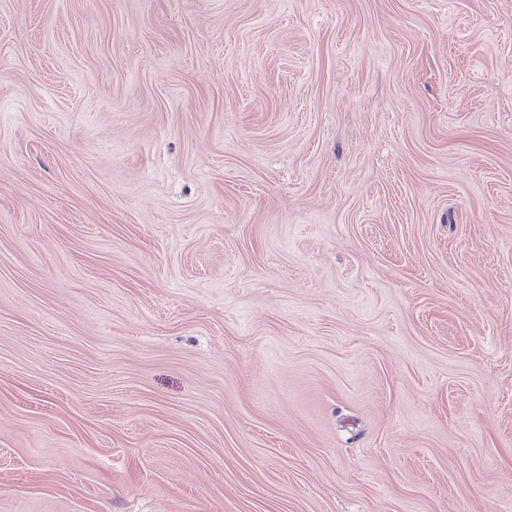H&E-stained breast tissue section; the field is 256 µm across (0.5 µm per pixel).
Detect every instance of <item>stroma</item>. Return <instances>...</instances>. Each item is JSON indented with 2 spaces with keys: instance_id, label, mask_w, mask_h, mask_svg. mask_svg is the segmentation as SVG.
<instances>
[{
  "instance_id": "35a3bbf8",
  "label": "stroma",
  "mask_w": 512,
  "mask_h": 512,
  "mask_svg": "<svg viewBox=\"0 0 512 512\" xmlns=\"http://www.w3.org/2000/svg\"><path fill=\"white\" fill-rule=\"evenodd\" d=\"M0 512H512V0H0Z\"/></svg>"
}]
</instances>
